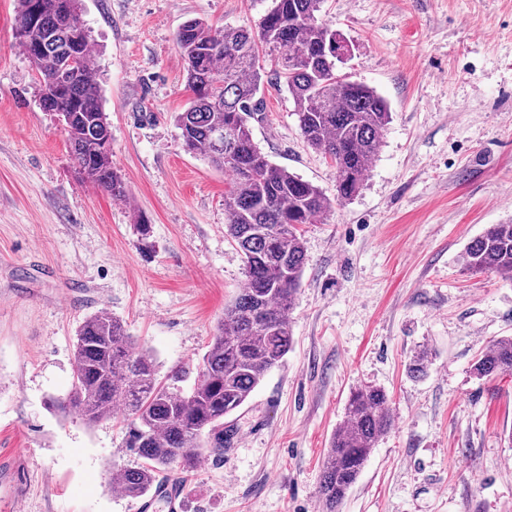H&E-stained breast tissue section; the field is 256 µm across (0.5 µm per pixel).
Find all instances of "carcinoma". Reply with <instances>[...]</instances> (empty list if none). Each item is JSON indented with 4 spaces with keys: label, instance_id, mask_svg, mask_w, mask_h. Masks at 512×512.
<instances>
[{
    "label": "carcinoma",
    "instance_id": "1",
    "mask_svg": "<svg viewBox=\"0 0 512 512\" xmlns=\"http://www.w3.org/2000/svg\"><path fill=\"white\" fill-rule=\"evenodd\" d=\"M324 0H274L258 30H214L183 23L175 41L187 65L189 106L175 113L185 150L228 170L225 233L242 254L245 287L224 307V319L201 362L158 377L156 359L136 347L122 322L106 311L76 331L73 385L50 406L79 414L92 426L120 405L127 443L139 459L114 471L126 496H146L162 478L178 482L206 450L224 454V417L238 411L293 344L289 314L301 287L306 253L300 227L332 210L313 183L271 162L253 138L261 116L259 48L278 52L304 141L336 165V199L362 188L392 120L388 102L371 88L336 73L343 34L319 19ZM80 0H17L16 37L32 64L40 104L62 123L81 177L114 199L128 196L112 163V132L102 104L91 38ZM473 272L512 281V221L490 224L464 249ZM479 378L512 373V336L483 350L473 364ZM194 379L189 388L183 383ZM394 420L385 390L351 392L343 422L324 458L319 495L325 512H339L378 439Z\"/></svg>",
    "mask_w": 512,
    "mask_h": 512
}]
</instances>
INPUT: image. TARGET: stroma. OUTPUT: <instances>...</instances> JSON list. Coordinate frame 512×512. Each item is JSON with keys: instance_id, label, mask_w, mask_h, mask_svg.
I'll return each instance as SVG.
<instances>
[{"instance_id": "35a3bbf8", "label": "stroma", "mask_w": 512, "mask_h": 512, "mask_svg": "<svg viewBox=\"0 0 512 512\" xmlns=\"http://www.w3.org/2000/svg\"><path fill=\"white\" fill-rule=\"evenodd\" d=\"M272 5L82 0L129 189L115 200L78 174L16 39L17 0H0V512H137L112 487L137 462L124 410L90 426L48 401L71 388L86 317L120 319L164 375L200 362L244 288L224 230L231 175L186 152L174 123L191 96L175 33L190 19L255 29ZM319 18L351 46L341 72L393 119L359 194L336 200V168L304 142L261 50L254 140L335 204L303 227L293 346L225 418L240 438L199 458L183 512H322L321 464L364 385L387 392L394 427L341 512H512V375L472 371L512 336V281L462 260L512 220V0H325Z\"/></svg>"}]
</instances>
